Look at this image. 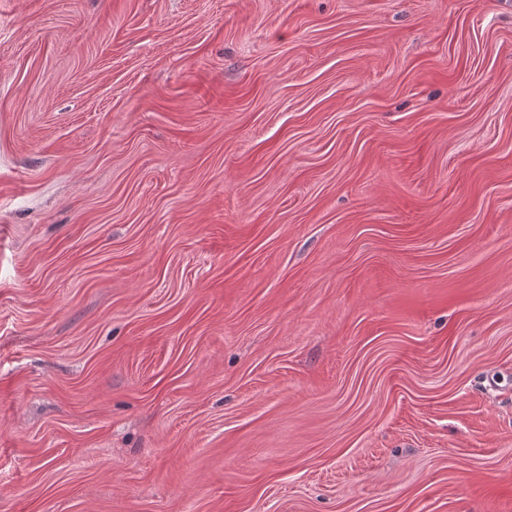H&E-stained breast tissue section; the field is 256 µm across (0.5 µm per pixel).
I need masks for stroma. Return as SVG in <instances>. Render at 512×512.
<instances>
[{"label": "stroma", "mask_w": 512, "mask_h": 512, "mask_svg": "<svg viewBox=\"0 0 512 512\" xmlns=\"http://www.w3.org/2000/svg\"><path fill=\"white\" fill-rule=\"evenodd\" d=\"M0 512H512V0H0Z\"/></svg>", "instance_id": "1"}]
</instances>
